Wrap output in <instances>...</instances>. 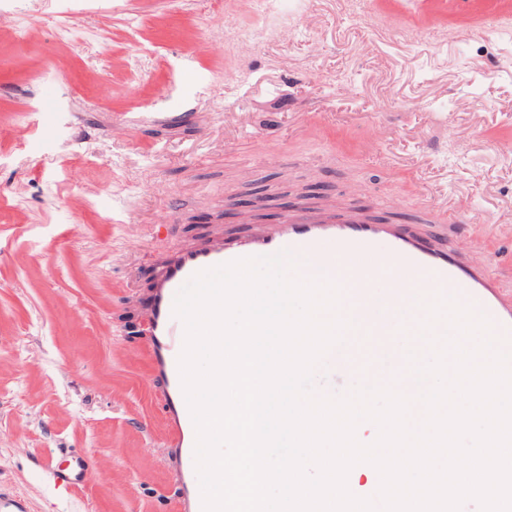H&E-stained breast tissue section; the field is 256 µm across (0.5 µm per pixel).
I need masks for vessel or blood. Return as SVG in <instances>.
Instances as JSON below:
<instances>
[{
  "label": "vessel or blood",
  "mask_w": 512,
  "mask_h": 512,
  "mask_svg": "<svg viewBox=\"0 0 512 512\" xmlns=\"http://www.w3.org/2000/svg\"><path fill=\"white\" fill-rule=\"evenodd\" d=\"M281 251L310 259L316 270L340 258L365 259L369 275L364 285L368 288L376 275L401 270L421 282L413 295L416 306H424L438 293L454 297L487 318L502 346L512 349V297L501 294L486 265L477 259L480 243L469 237L444 250L408 224L371 222L355 213L341 217L331 212L313 214L301 205L279 223L256 225L233 239H225L217 229L204 240L166 251L153 264L146 356L151 372L162 382L166 440L179 464L182 512H203V508L194 457L196 430L178 366L185 328L173 313L175 296L202 270Z\"/></svg>",
  "instance_id": "1"
}]
</instances>
